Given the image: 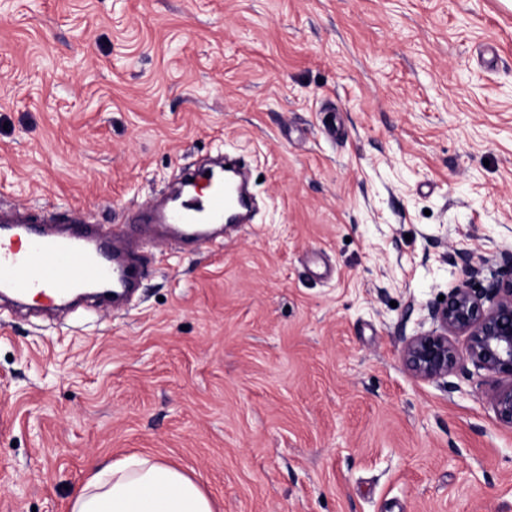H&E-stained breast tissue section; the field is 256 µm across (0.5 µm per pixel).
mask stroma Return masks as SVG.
I'll list each match as a JSON object with an SVG mask.
<instances>
[{
  "label": "stroma",
  "mask_w": 512,
  "mask_h": 512,
  "mask_svg": "<svg viewBox=\"0 0 512 512\" xmlns=\"http://www.w3.org/2000/svg\"><path fill=\"white\" fill-rule=\"evenodd\" d=\"M224 152L258 211L222 249L0 307V512L131 454L215 512H512L492 377L401 355L512 252V0H0L1 209L109 228Z\"/></svg>",
  "instance_id": "stroma-1"
}]
</instances>
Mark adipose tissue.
Listing matches in <instances>:
<instances>
[{"label": "adipose tissue", "mask_w": 512, "mask_h": 512, "mask_svg": "<svg viewBox=\"0 0 512 512\" xmlns=\"http://www.w3.org/2000/svg\"><path fill=\"white\" fill-rule=\"evenodd\" d=\"M71 512H213L200 483L158 459L130 456L94 474Z\"/></svg>", "instance_id": "adipose-tissue-1"}]
</instances>
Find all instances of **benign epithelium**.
Listing matches in <instances>:
<instances>
[{
    "instance_id": "7a95c632",
    "label": "benign epithelium",
    "mask_w": 512,
    "mask_h": 512,
    "mask_svg": "<svg viewBox=\"0 0 512 512\" xmlns=\"http://www.w3.org/2000/svg\"><path fill=\"white\" fill-rule=\"evenodd\" d=\"M466 280L430 309L435 328L403 339L402 354L410 374L441 381L469 360L497 379L488 399L497 418L512 426V257L488 286L475 288L480 270L465 261ZM466 335L461 352L451 337Z\"/></svg>"
}]
</instances>
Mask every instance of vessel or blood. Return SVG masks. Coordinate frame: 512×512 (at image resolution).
Masks as SVG:
<instances>
[{
    "instance_id": "obj_1",
    "label": "vessel or blood",
    "mask_w": 512,
    "mask_h": 512,
    "mask_svg": "<svg viewBox=\"0 0 512 512\" xmlns=\"http://www.w3.org/2000/svg\"><path fill=\"white\" fill-rule=\"evenodd\" d=\"M224 171V180L214 182L204 169L187 171V178L207 182L206 195L175 206L149 204L118 235L98 234L89 224H72L56 234L34 226L28 216L1 219L0 294L62 302L94 288L117 301L128 297L144 275L139 247L148 233L208 245L214 241L212 225L250 222L252 195L244 164L225 157Z\"/></svg>"
}]
</instances>
